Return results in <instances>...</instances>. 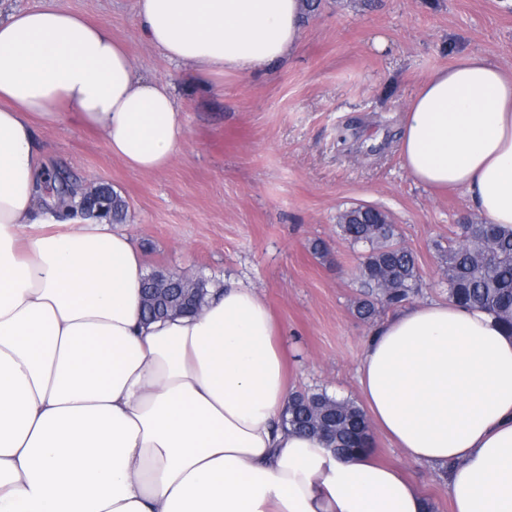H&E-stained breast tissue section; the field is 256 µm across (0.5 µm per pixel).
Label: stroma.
<instances>
[{
    "mask_svg": "<svg viewBox=\"0 0 512 512\" xmlns=\"http://www.w3.org/2000/svg\"><path fill=\"white\" fill-rule=\"evenodd\" d=\"M45 3L112 26L139 74L171 81L187 128L171 166L135 173L102 138L73 124L41 136L51 169L84 190L110 185L128 204L124 230L148 271L186 272L255 288L283 328L296 389L357 400L371 323L354 312L358 252L337 218L367 205L385 212L421 276L415 302L444 301L441 260L458 224L477 218L457 191L416 182L397 150L403 113L421 83L457 54L512 69V7L502 0H324L305 19L287 62L213 84H188L139 32L135 0ZM322 243L326 255L314 252ZM377 459L396 465L450 512L438 472L409 460L380 432Z\"/></svg>",
    "mask_w": 512,
    "mask_h": 512,
    "instance_id": "obj_1",
    "label": "stroma"
}]
</instances>
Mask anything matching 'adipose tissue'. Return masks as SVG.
Returning a JSON list of instances; mask_svg holds the SVG:
<instances>
[{"label":"adipose tissue","mask_w":512,"mask_h":512,"mask_svg":"<svg viewBox=\"0 0 512 512\" xmlns=\"http://www.w3.org/2000/svg\"><path fill=\"white\" fill-rule=\"evenodd\" d=\"M302 0H136L139 27L200 86L291 57ZM97 133L156 173L186 127L169 83L134 72L112 26L0 5V512H434L373 451L285 429L282 328L242 282L203 311L145 321L132 235L57 221L39 131ZM415 181L512 226V71L457 55L422 83L399 143ZM362 406L413 462L444 470L452 512H512V335L452 302L399 308L358 367Z\"/></svg>","instance_id":"adipose-tissue-1"}]
</instances>
